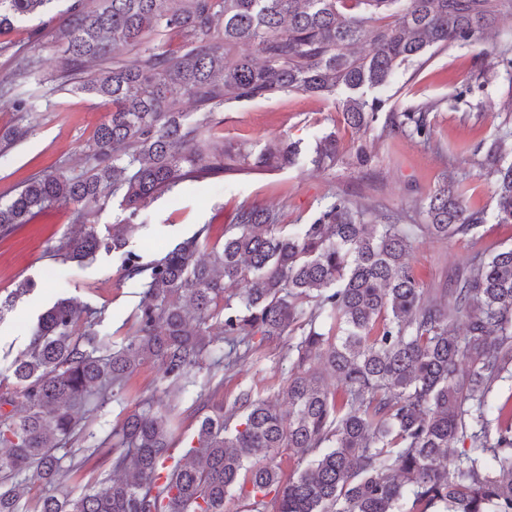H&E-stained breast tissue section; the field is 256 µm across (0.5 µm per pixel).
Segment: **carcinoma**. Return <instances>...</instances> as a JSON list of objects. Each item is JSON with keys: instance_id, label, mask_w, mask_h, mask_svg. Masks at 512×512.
I'll use <instances>...</instances> for the list:
<instances>
[{"instance_id": "obj_1", "label": "carcinoma", "mask_w": 512, "mask_h": 512, "mask_svg": "<svg viewBox=\"0 0 512 512\" xmlns=\"http://www.w3.org/2000/svg\"><path fill=\"white\" fill-rule=\"evenodd\" d=\"M53 2L0 0V36L48 17L31 38L57 49L58 87L100 100L108 118L88 145L89 169L33 177L0 202V227L71 204L74 230L57 251L75 260L117 253L145 291L137 328L119 345L98 334L102 312L72 299L38 317L12 375L0 378V512H20L24 491L10 481L23 471L49 486L66 480L74 464L55 451L77 435L73 407L89 392L155 361L180 393L214 344L228 350L213 365L230 371L250 358L257 335L291 341L287 409L243 388L230 410L203 419L197 446L171 467L168 419L134 412L115 430L108 474L77 495L43 496L35 512H225L233 491L251 502L247 512H512V399L495 396L512 381V248L467 257L452 288H422L408 262L418 234L478 232L483 215L465 204L460 183L429 197L425 224L388 214L365 224L361 207L338 197L310 224L243 207L207 262L193 260L208 246L199 233L147 263L126 249L140 211L181 181L294 162L299 147L282 142L224 154L213 144L224 108L383 86L430 47L484 39L512 14V0H69L58 17ZM368 31L367 50L355 53ZM241 45L259 59L236 53ZM511 51H486L487 65L511 68ZM36 72L32 57L11 55L0 103L35 111L17 89ZM185 96L192 116L179 110ZM380 107L342 103L358 131ZM390 120L429 134L421 107ZM509 153L512 131L485 158L502 224H512V165L501 164ZM337 154L336 138L324 137L314 162L331 165ZM117 195L127 216L100 236L89 217ZM458 442L468 447L453 451ZM285 453L306 466L284 476Z\"/></svg>"}]
</instances>
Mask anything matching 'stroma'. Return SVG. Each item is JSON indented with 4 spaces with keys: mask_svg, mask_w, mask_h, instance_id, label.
<instances>
[{
    "mask_svg": "<svg viewBox=\"0 0 512 512\" xmlns=\"http://www.w3.org/2000/svg\"><path fill=\"white\" fill-rule=\"evenodd\" d=\"M35 26L32 20L16 24L9 36L13 48L37 60L43 80L23 88L35 111L0 107V134L17 125L33 127L24 141L10 146L0 143L2 199L47 170L61 166L74 175L83 173L88 167L84 146L107 116L98 100L78 92H56L47 84L58 53L30 41ZM482 51L479 44L433 47L396 69L386 86L363 88L364 97L382 102L378 120L364 132L343 121L339 105L347 95L343 89L328 99L282 93L226 108L214 139L217 146L228 151L242 147L256 154L274 142H295L300 147L296 163L285 169L181 182L141 211L129 248L149 261L199 231L209 243L223 244L225 225L240 207L249 205L272 210L279 223L306 224L339 195L366 208L369 223H376L378 215L394 213L402 215L404 223L422 224L429 195L452 175L463 181L466 204L484 213L479 233L448 240L423 235L409 256L423 288L450 287L458 266L472 253L512 246V224L498 222L493 186L479 168L482 147L503 130H512V70L487 71ZM424 104L430 107V141L386 131L389 115ZM328 134L338 141V160L325 169L315 167L313 149ZM361 153L366 162H358ZM72 226L73 210L63 206L0 233V297L24 280L36 283L33 293L21 297L0 317V376L11 374L15 358L30 343L33 322L58 297L100 309L101 328L113 341H122L136 328L143 280L125 277L119 262L104 252L81 264L64 260L57 246ZM291 370L284 338L254 342L252 360L234 372L202 366L179 396L168 393L158 363H144L121 388L108 395L91 393L76 407V417L86 425L85 436L69 444L66 453L84 465L67 478V489L81 492L105 473L99 458H85V449L111 435L126 416L147 404L171 408L175 421L171 455L178 458L195 440L199 421L215 406L232 407L244 386L264 398H282Z\"/></svg>",
    "mask_w": 512,
    "mask_h": 512,
    "instance_id": "1",
    "label": "stroma"
}]
</instances>
